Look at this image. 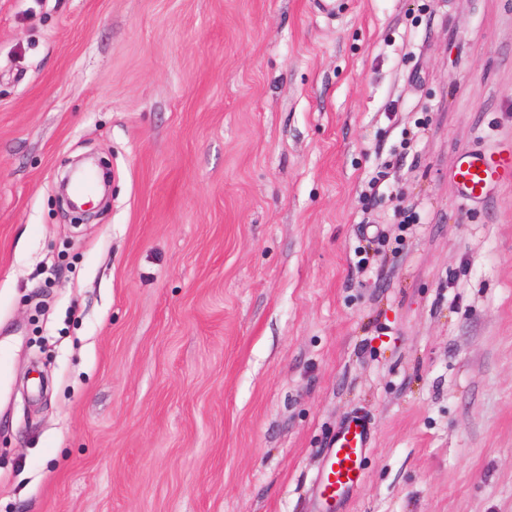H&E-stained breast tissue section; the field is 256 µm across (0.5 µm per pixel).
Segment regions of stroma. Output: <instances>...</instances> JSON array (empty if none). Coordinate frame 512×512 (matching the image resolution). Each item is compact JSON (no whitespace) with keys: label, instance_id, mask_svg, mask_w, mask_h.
Listing matches in <instances>:
<instances>
[{"label":"stroma","instance_id":"1","mask_svg":"<svg viewBox=\"0 0 512 512\" xmlns=\"http://www.w3.org/2000/svg\"><path fill=\"white\" fill-rule=\"evenodd\" d=\"M473 149L512 151V0H0V512H323L357 416L334 512H512V180L462 206ZM349 435H352L351 439H348ZM368 446V429L361 419H351L339 430L329 445L328 461L318 481V493L324 501L339 497L357 484Z\"/></svg>","mask_w":512,"mask_h":512}]
</instances>
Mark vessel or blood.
<instances>
[{"instance_id": "1", "label": "vessel or blood", "mask_w": 512, "mask_h": 512, "mask_svg": "<svg viewBox=\"0 0 512 512\" xmlns=\"http://www.w3.org/2000/svg\"><path fill=\"white\" fill-rule=\"evenodd\" d=\"M507 175H512V157L496 160L470 151L458 158L453 177L460 201L469 205L487 197ZM368 446V429L361 419H351L339 430L329 446L328 461L318 481L323 500H333L357 484Z\"/></svg>"}]
</instances>
